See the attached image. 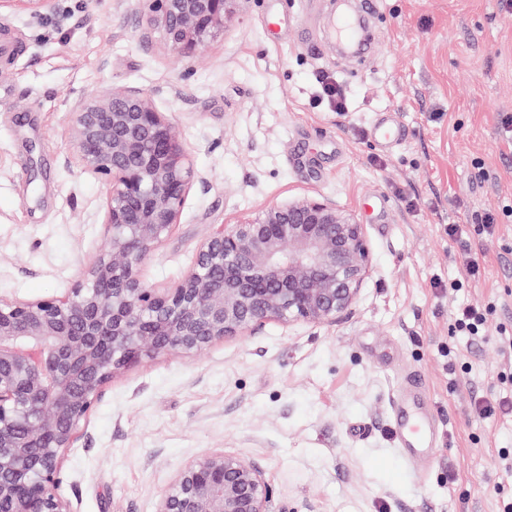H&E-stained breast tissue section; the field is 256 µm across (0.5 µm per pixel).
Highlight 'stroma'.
Listing matches in <instances>:
<instances>
[{
    "mask_svg": "<svg viewBox=\"0 0 512 512\" xmlns=\"http://www.w3.org/2000/svg\"><path fill=\"white\" fill-rule=\"evenodd\" d=\"M245 0L238 20L184 58L161 32L143 44L147 0H49L45 19L0 8V297H62L105 244L106 186L74 162L69 112L106 88L151 92L203 181L171 235L140 265L174 286L202 238L297 197L330 199L364 226L371 270L336 323L228 336L114 375L63 460L78 512H155L175 472L226 451L258 463L275 512H497L512 494V420L474 415L512 371V16L500 0H379L371 49L328 39L336 0ZM304 23H296V16ZM335 79L348 110L318 100ZM393 120L404 140L378 146ZM465 225L464 239L448 227ZM478 252L481 274L463 268ZM494 303L487 337L452 335L455 310ZM435 430L424 455L394 433L398 396Z\"/></svg>",
    "mask_w": 512,
    "mask_h": 512,
    "instance_id": "obj_1",
    "label": "stroma"
}]
</instances>
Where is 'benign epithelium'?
<instances>
[{"mask_svg":"<svg viewBox=\"0 0 512 512\" xmlns=\"http://www.w3.org/2000/svg\"><path fill=\"white\" fill-rule=\"evenodd\" d=\"M43 17L45 0H9ZM243 0H150L145 29L189 53L224 33ZM74 158L107 186L106 244L60 299H0V512H76L63 459L114 375L161 353L197 356L264 322L330 324L369 274L363 225L321 197L271 204L199 244L174 286L138 267L203 181L175 126L139 88L106 89L69 112ZM155 512H274L256 463L213 451L182 465Z\"/></svg>","mask_w":512,"mask_h":512,"instance_id":"benign-epithelium-1","label":"benign epithelium"}]
</instances>
